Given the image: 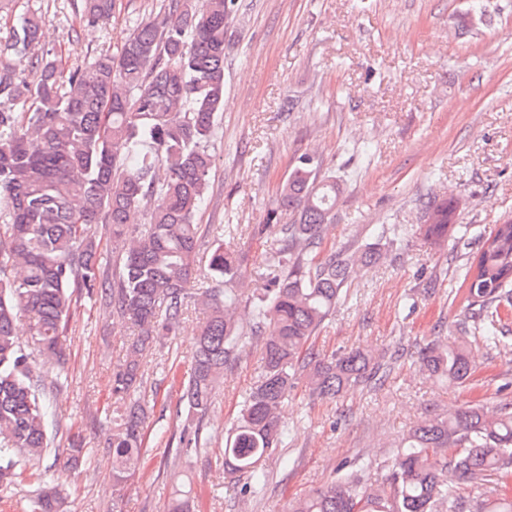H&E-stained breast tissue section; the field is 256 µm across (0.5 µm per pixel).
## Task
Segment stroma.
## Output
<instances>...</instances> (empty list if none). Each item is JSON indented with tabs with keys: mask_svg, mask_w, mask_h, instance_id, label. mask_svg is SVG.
<instances>
[{
	"mask_svg": "<svg viewBox=\"0 0 512 512\" xmlns=\"http://www.w3.org/2000/svg\"><path fill=\"white\" fill-rule=\"evenodd\" d=\"M164 0H116L109 21L79 23L81 0H13L0 11V32L21 14L46 19L36 52H51L69 72L102 53L118 54L141 20ZM224 61V109L210 146L215 165L196 221L231 225L224 246L244 255L250 288L262 287L276 235L265 230L279 210L278 189L301 154L316 155L323 174L344 182L325 245L372 241L392 224L419 227L423 205L442 197L464 201L456 217L466 235L436 246L413 235L384 263L364 269L347 303L328 317L315 340L320 352L352 349L404 356L388 380L357 386L336 401L288 396L285 418L297 427L290 447L265 465L264 496L246 499L224 476L221 454L241 397L260 371L259 348L245 342L224 374L203 422L202 451L179 457L159 435L175 428L180 387L167 354L142 359L146 466L131 480L122 512H169L179 479L193 488L190 512H285L289 501L327 484L339 464L384 459L427 409L512 401V351L479 349L478 369L463 386L433 384L415 363L434 336L462 319V298L449 283L496 224L512 219V0H237ZM131 324L96 305H82L66 335L69 386L50 405L58 416L56 445L85 438L93 456L75 473L53 472L70 492L72 512H112V373L121 363Z\"/></svg>",
	"mask_w": 512,
	"mask_h": 512,
	"instance_id": "obj_1",
	"label": "stroma"
}]
</instances>
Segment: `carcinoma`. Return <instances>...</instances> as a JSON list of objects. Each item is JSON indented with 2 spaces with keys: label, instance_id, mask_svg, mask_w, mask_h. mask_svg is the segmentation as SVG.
<instances>
[{
  "label": "carcinoma",
  "instance_id": "1",
  "mask_svg": "<svg viewBox=\"0 0 512 512\" xmlns=\"http://www.w3.org/2000/svg\"><path fill=\"white\" fill-rule=\"evenodd\" d=\"M114 0H83L88 24L112 16ZM165 14L140 22L118 55L100 54L63 77L57 59L36 56V81L18 78L14 54L29 53L45 17L25 13L0 35V490L27 484L34 512H66L67 496L35 466L53 453L48 472L78 469L90 460L82 438L52 448L46 379L36 359L55 370L51 384L68 386L64 347L68 323L87 298L136 328L112 379L120 406L112 418L113 502L119 512L128 479L142 461L145 410L141 359L176 335L187 310V286L197 277L200 225L214 164L210 143L224 106L227 29L236 0H167ZM32 110L15 112V102ZM314 157L296 158L280 187L278 207L295 214L279 229L269 253L262 296L242 289L245 257L209 252L210 283L194 303L203 314L192 365L181 381V452L201 445L200 424L235 363L239 343L260 345L261 372L240 404L224 445V470L244 474V498L266 485L262 462L288 445L293 427L282 420L288 390L303 384L311 396L334 400L368 386L382 370L360 350L325 356L312 341L362 268L385 258L381 241L344 246L321 256L323 229L341 194L336 178L321 176ZM144 210L147 223L131 228ZM435 224L419 228L435 244L455 227L454 199L430 201ZM112 240L107 273L96 236ZM389 245L409 242L403 225L382 229ZM454 278L467 284L464 323L418 351L425 375L462 385L475 373L473 345L509 349L501 323L512 313V220L496 225ZM30 319L32 346L16 321ZM370 464L343 465L337 477L288 504L287 512H512V404L467 405L429 411L395 445L389 472L369 476ZM481 489L465 496L461 489Z\"/></svg>",
  "mask_w": 512,
  "mask_h": 512
}]
</instances>
